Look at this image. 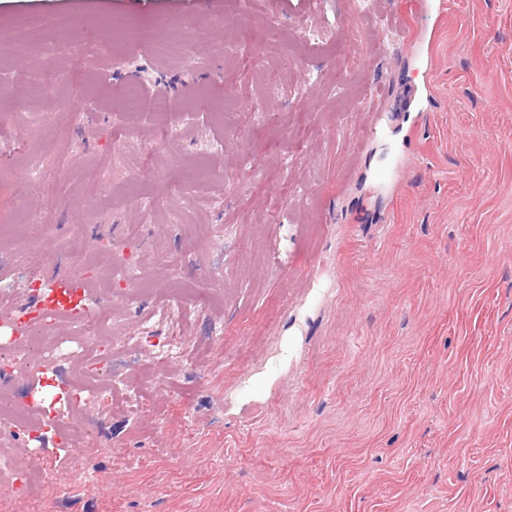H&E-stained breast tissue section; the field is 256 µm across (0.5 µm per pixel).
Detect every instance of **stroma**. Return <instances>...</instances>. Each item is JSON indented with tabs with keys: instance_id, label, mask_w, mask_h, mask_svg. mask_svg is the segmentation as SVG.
<instances>
[{
	"instance_id": "obj_1",
	"label": "stroma",
	"mask_w": 512,
	"mask_h": 512,
	"mask_svg": "<svg viewBox=\"0 0 512 512\" xmlns=\"http://www.w3.org/2000/svg\"><path fill=\"white\" fill-rule=\"evenodd\" d=\"M429 2L403 17L395 0H0V29L31 22L0 59V152L52 179L47 200L0 170V248L25 257L0 265V312L28 307L32 275L67 272L75 236L94 264L141 265L117 284L138 297L119 335L170 288L216 299L192 305L184 357L115 363L142 407L113 391L86 419L91 451L25 439L18 462L48 485L0 492V512H512V0ZM174 21L191 24L184 53L114 61V23L161 41ZM52 67L98 79L31 97ZM132 82L195 108L176 141L166 116L114 111ZM65 106L80 126L56 127ZM144 192L180 223L132 205Z\"/></svg>"
}]
</instances>
